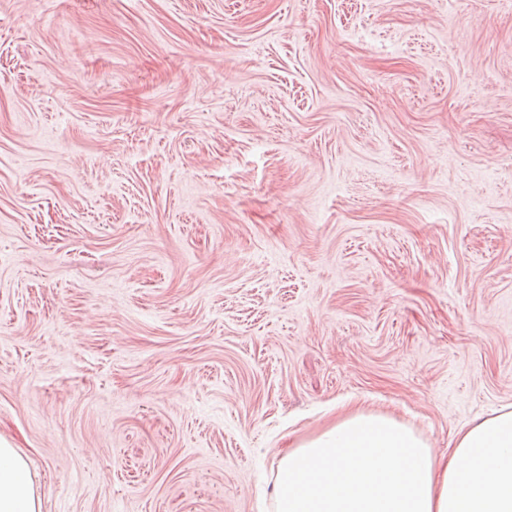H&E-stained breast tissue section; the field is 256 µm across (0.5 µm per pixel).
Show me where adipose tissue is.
Wrapping results in <instances>:
<instances>
[{
	"label": "adipose tissue",
	"instance_id": "adipose-tissue-1",
	"mask_svg": "<svg viewBox=\"0 0 512 512\" xmlns=\"http://www.w3.org/2000/svg\"><path fill=\"white\" fill-rule=\"evenodd\" d=\"M276 512H512V408L457 432L449 456L384 415L351 412L280 459ZM0 512H42L18 449L0 442Z\"/></svg>",
	"mask_w": 512,
	"mask_h": 512
}]
</instances>
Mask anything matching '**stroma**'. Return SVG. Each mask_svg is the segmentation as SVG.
I'll return each instance as SVG.
<instances>
[{"label": "stroma", "instance_id": "35a3bbf8", "mask_svg": "<svg viewBox=\"0 0 512 512\" xmlns=\"http://www.w3.org/2000/svg\"><path fill=\"white\" fill-rule=\"evenodd\" d=\"M512 406V0H0V438L42 512H274L350 411Z\"/></svg>", "mask_w": 512, "mask_h": 512}]
</instances>
